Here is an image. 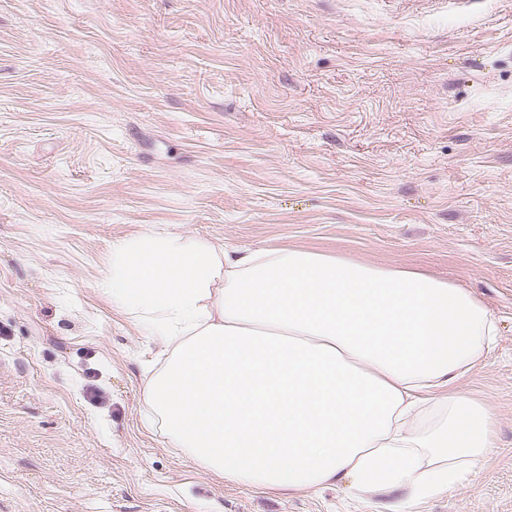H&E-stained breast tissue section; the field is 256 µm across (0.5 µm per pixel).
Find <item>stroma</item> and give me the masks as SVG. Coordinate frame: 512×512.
I'll return each instance as SVG.
<instances>
[{
    "label": "stroma",
    "mask_w": 512,
    "mask_h": 512,
    "mask_svg": "<svg viewBox=\"0 0 512 512\" xmlns=\"http://www.w3.org/2000/svg\"><path fill=\"white\" fill-rule=\"evenodd\" d=\"M146 231L470 292L492 446L416 512H512V0H0V512H391L150 427L169 350L97 287Z\"/></svg>",
    "instance_id": "stroma-1"
}]
</instances>
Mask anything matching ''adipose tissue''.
<instances>
[{"label": "adipose tissue", "instance_id": "ef3b65f1", "mask_svg": "<svg viewBox=\"0 0 512 512\" xmlns=\"http://www.w3.org/2000/svg\"><path fill=\"white\" fill-rule=\"evenodd\" d=\"M98 288L167 342L146 389L160 428L230 481L345 483L414 512L491 445L487 411L457 384L496 321L447 281L149 232L113 244Z\"/></svg>", "mask_w": 512, "mask_h": 512}]
</instances>
